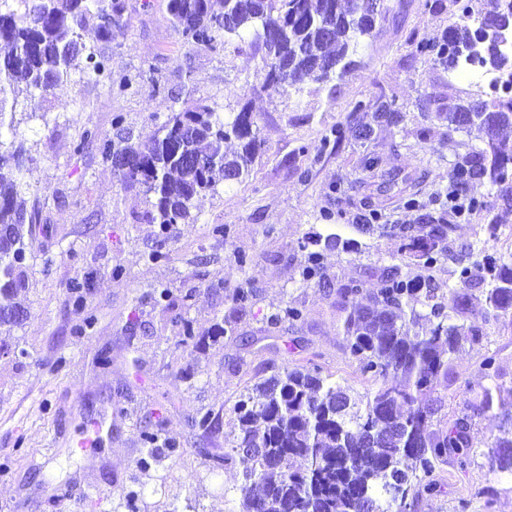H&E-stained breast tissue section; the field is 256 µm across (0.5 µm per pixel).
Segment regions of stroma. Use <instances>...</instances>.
<instances>
[{"instance_id": "35a3bbf8", "label": "stroma", "mask_w": 512, "mask_h": 512, "mask_svg": "<svg viewBox=\"0 0 512 512\" xmlns=\"http://www.w3.org/2000/svg\"><path fill=\"white\" fill-rule=\"evenodd\" d=\"M398 22L377 21L361 41L349 72L334 85L311 84L294 95L262 88L257 48L185 47L167 0H128V28L109 43L95 32L86 46L110 59L114 75L140 76L122 92L80 73L48 94L37 112L18 102L29 160L20 197L40 222L26 240L25 315L9 350L0 355V512H241L242 470L228 459L238 432L234 408L254 384L300 366H315L353 394L374 390L345 350L337 288L363 280V305L377 286L374 271L413 268L398 239L355 225L365 195L382 202L381 223H420L448 208V176L459 153L480 146L474 132L449 131L425 104L480 96L457 72L435 65L423 46L441 41L458 18L453 0H383ZM383 98L398 111L374 125L370 140L323 147L338 125L372 123L359 101ZM204 102L232 118L251 112L264 143L249 177L194 201L192 224L161 235L138 223L146 200L121 189L98 142L83 154L73 144L83 129L112 138L120 115L132 136L156 130L171 110ZM374 155L382 171L407 181L418 200L405 204L398 185L362 181L361 160ZM336 210L333 220L323 209ZM496 233L483 216H449L452 251L431 271L443 288L458 287L460 265L480 250L512 263V211H499ZM228 228L214 235V225ZM337 243H329V235ZM162 260H152L155 249ZM321 255V277L303 284L309 253ZM246 265H238V255ZM88 288L72 294L73 281ZM254 292L243 309L235 289ZM167 291L194 336L182 341L180 322L158 304ZM302 309L298 322H272L284 304ZM482 344L464 346L449 361L448 379L434 392L441 414H461L469 396L487 386L482 360L495 356L499 381L512 385V311L476 316ZM231 323L233 331L215 330ZM215 421L195 424L197 413ZM105 419L97 448L79 443L86 426ZM499 412L472 418L478 449L467 466L437 465V493L416 512H512V477L497 473L483 450L498 433ZM158 434L142 441L144 429ZM492 509H485L486 498Z\"/></svg>"}]
</instances>
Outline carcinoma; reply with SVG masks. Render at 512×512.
<instances>
[{
	"label": "carcinoma",
	"instance_id": "1",
	"mask_svg": "<svg viewBox=\"0 0 512 512\" xmlns=\"http://www.w3.org/2000/svg\"><path fill=\"white\" fill-rule=\"evenodd\" d=\"M20 13L0 11V349L9 348L23 320L21 293L27 288L23 260L25 238L39 223V210L18 201V176L24 166V140L15 111L8 110V91L17 81L28 88L27 107L41 108L48 93L70 80L75 70L87 79L112 83L108 60L86 50L75 64L83 33L91 28L99 39L112 41L128 27L126 0H18ZM168 0L171 25L187 47L214 48L235 40L240 46L263 49L258 76L265 85L302 91L310 83L326 84L347 72L346 62L362 37H374L363 0ZM484 20L469 23L468 5L460 21L448 26L442 42L429 47L431 60L455 70L460 57L499 71H512V54L501 49L500 29L512 22V0H484ZM480 30L489 35L485 54L469 53ZM353 111L373 112L374 120L396 118L390 105L357 102ZM240 112L230 120L206 105L169 113L161 127L131 143L122 116L113 118L115 138L100 146L111 162L121 188H137L150 209L142 219L165 230L187 224L193 201L224 185V171L234 180L250 175L262 150L255 122ZM434 118L448 120L450 129H474L483 147L466 153L456 164L448 191L466 195L475 180L497 187L500 206L512 209V150L500 139L512 127V96L493 101L480 98L440 108ZM374 129L338 126L337 145L346 138L366 141ZM239 142L232 154L224 143ZM209 161L207 171L189 166L192 159ZM135 163L134 173L121 166ZM363 171L371 182L387 181L376 158L367 155ZM370 230L399 236L397 225L378 224L372 195L361 201ZM453 225L429 214L417 235L402 237V251L413 253L429 269L448 256ZM478 265L487 287L480 295L450 289L443 292L430 277L407 275L397 267L377 274L378 288L364 306L348 307L361 291L355 280L337 288L347 314L342 328L346 349L359 373L377 383L365 399L351 398L347 388L322 376L318 368H294L253 386L234 408L238 422L233 451L242 467L243 512H414L421 493L433 494L437 484L425 481L434 465L454 457L464 467L474 456L469 416H437L431 394L448 379V360L461 342L479 343L481 326L459 322L471 301L485 313L512 309V264L482 251ZM419 303L435 322L412 331L422 318L411 310L412 324L403 322L405 308ZM512 400V389L485 386L469 401L486 412ZM501 434L487 445L486 455L500 473L512 474V413H503ZM242 448L254 453L244 455Z\"/></svg>",
	"mask_w": 512,
	"mask_h": 512
}]
</instances>
